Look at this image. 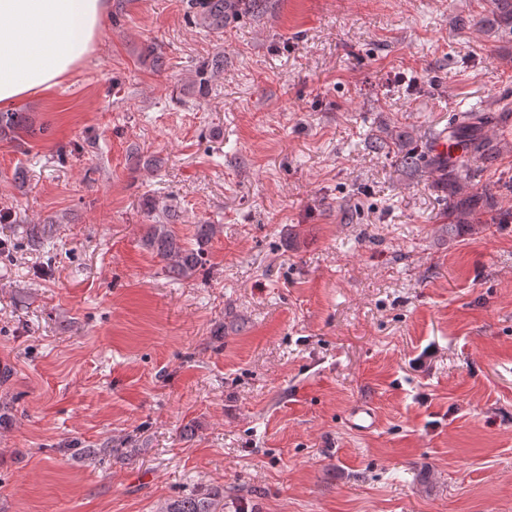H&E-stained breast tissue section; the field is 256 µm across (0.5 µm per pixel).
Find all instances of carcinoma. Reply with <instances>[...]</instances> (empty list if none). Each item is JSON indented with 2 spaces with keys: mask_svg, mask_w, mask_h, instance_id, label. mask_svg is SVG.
Segmentation results:
<instances>
[{
  "mask_svg": "<svg viewBox=\"0 0 512 512\" xmlns=\"http://www.w3.org/2000/svg\"><path fill=\"white\" fill-rule=\"evenodd\" d=\"M257 0H189L191 21L210 32L221 33L227 20L238 12L251 9ZM440 176L453 185L464 180L463 166L452 161L442 163ZM216 232L213 224L197 225L195 242L186 243L175 232L172 224H148L142 236V245L166 261L165 270L179 278L189 279L199 273L204 264L206 247ZM211 497L185 498L173 502L168 512H215Z\"/></svg>",
  "mask_w": 512,
  "mask_h": 512,
  "instance_id": "cac0c4a2",
  "label": "carcinoma"
}]
</instances>
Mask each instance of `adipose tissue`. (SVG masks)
<instances>
[{"label": "adipose tissue", "mask_w": 512, "mask_h": 512, "mask_svg": "<svg viewBox=\"0 0 512 512\" xmlns=\"http://www.w3.org/2000/svg\"><path fill=\"white\" fill-rule=\"evenodd\" d=\"M110 0H0V109L59 86L95 51Z\"/></svg>", "instance_id": "adipose-tissue-1"}]
</instances>
